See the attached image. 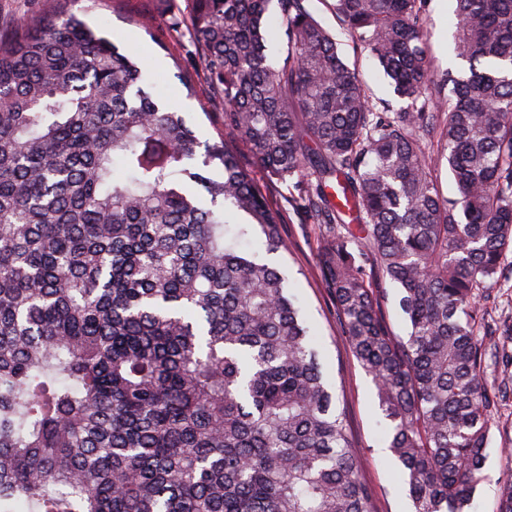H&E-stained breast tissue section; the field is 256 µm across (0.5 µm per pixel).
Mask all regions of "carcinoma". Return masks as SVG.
I'll list each match as a JSON object with an SVG mask.
<instances>
[{
	"label": "carcinoma",
	"mask_w": 512,
	"mask_h": 512,
	"mask_svg": "<svg viewBox=\"0 0 512 512\" xmlns=\"http://www.w3.org/2000/svg\"><path fill=\"white\" fill-rule=\"evenodd\" d=\"M67 2L0 40V512H371L316 336L269 261L280 212L235 136L327 226L318 261L413 512H470L512 379V356L487 375L484 319L512 252V0H453L469 68L440 87L424 0H322L406 112L373 111L312 0H189L224 100L211 143ZM368 260L399 290L405 340Z\"/></svg>",
	"instance_id": "obj_1"
}]
</instances>
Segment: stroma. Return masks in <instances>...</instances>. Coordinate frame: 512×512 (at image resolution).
Masks as SVG:
<instances>
[{
  "instance_id": "35a3bbf8",
  "label": "stroma",
  "mask_w": 512,
  "mask_h": 512,
  "mask_svg": "<svg viewBox=\"0 0 512 512\" xmlns=\"http://www.w3.org/2000/svg\"><path fill=\"white\" fill-rule=\"evenodd\" d=\"M73 10L89 26L130 51L132 58L146 60L145 77L154 92L184 112L200 140L215 141L223 135L224 102L212 91L200 55L190 40L187 0H75ZM423 13L435 70H468V63L455 49L458 20L451 0H424ZM315 14L324 27L335 33L338 50L358 72L373 109H399L400 101L369 53L342 30L335 15L320 2ZM143 16L154 20L151 35L144 38L135 25ZM183 75L194 84L195 97H187L179 81ZM239 156L242 166L282 215L288 250L279 260L296 288L307 322L321 339V361L336 383L353 442L362 452V473L372 489L373 512H412L400 468L383 450L375 385L341 334L331 290L317 263L322 230L292 211L287 188L263 178L247 146H240ZM490 435L485 479L473 501L475 512H497L498 488L512 478V397L500 402L491 420Z\"/></svg>"
}]
</instances>
